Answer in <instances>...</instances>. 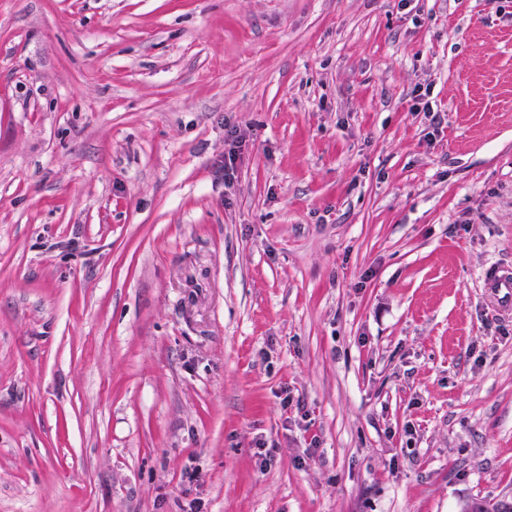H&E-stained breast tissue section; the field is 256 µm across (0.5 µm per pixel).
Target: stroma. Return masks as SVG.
Returning <instances> with one entry per match:
<instances>
[{"instance_id":"stroma-1","label":"stroma","mask_w":512,"mask_h":512,"mask_svg":"<svg viewBox=\"0 0 512 512\" xmlns=\"http://www.w3.org/2000/svg\"><path fill=\"white\" fill-rule=\"evenodd\" d=\"M493 264L512 0H0V512L512 499Z\"/></svg>"}]
</instances>
